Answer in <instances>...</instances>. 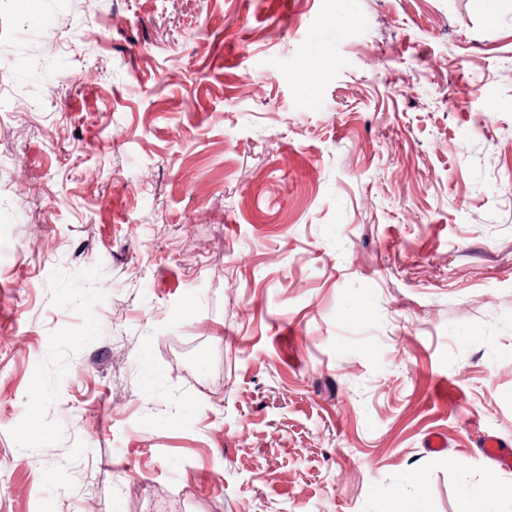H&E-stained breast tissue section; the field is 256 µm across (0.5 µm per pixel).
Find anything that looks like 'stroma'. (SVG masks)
Listing matches in <instances>:
<instances>
[{"instance_id": "35a3bbf8", "label": "stroma", "mask_w": 512, "mask_h": 512, "mask_svg": "<svg viewBox=\"0 0 512 512\" xmlns=\"http://www.w3.org/2000/svg\"><path fill=\"white\" fill-rule=\"evenodd\" d=\"M486 433L512 0H0V512H457Z\"/></svg>"}]
</instances>
